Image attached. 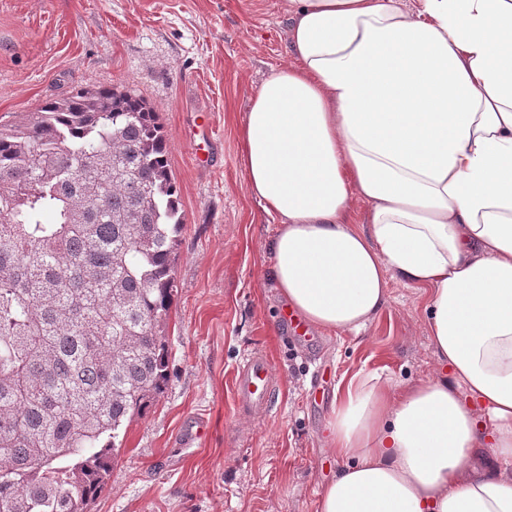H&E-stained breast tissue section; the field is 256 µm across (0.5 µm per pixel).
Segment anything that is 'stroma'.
I'll list each match as a JSON object with an SVG mask.
<instances>
[{
	"label": "stroma",
	"mask_w": 512,
	"mask_h": 512,
	"mask_svg": "<svg viewBox=\"0 0 512 512\" xmlns=\"http://www.w3.org/2000/svg\"><path fill=\"white\" fill-rule=\"evenodd\" d=\"M285 0H0V124L79 88L116 86L156 106L185 224L166 325L169 381L126 428L88 512H318L342 468L327 440L334 396L361 377H433L425 289L394 283L359 333L281 320L274 223L248 195L236 127L271 67L285 64ZM217 134L208 163L187 137ZM275 372L269 409L240 412L231 378L250 353ZM207 433L193 446L184 435Z\"/></svg>",
	"instance_id": "obj_1"
}]
</instances>
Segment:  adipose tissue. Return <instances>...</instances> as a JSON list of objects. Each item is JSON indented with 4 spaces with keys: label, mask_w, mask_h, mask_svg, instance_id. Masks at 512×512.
Returning a JSON list of instances; mask_svg holds the SVG:
<instances>
[{
    "label": "adipose tissue",
    "mask_w": 512,
    "mask_h": 512,
    "mask_svg": "<svg viewBox=\"0 0 512 512\" xmlns=\"http://www.w3.org/2000/svg\"><path fill=\"white\" fill-rule=\"evenodd\" d=\"M237 129L290 310L359 333L429 291L440 370L334 397L319 512H512V0H286ZM369 210L354 227L350 200Z\"/></svg>",
    "instance_id": "ef3b65f1"
}]
</instances>
